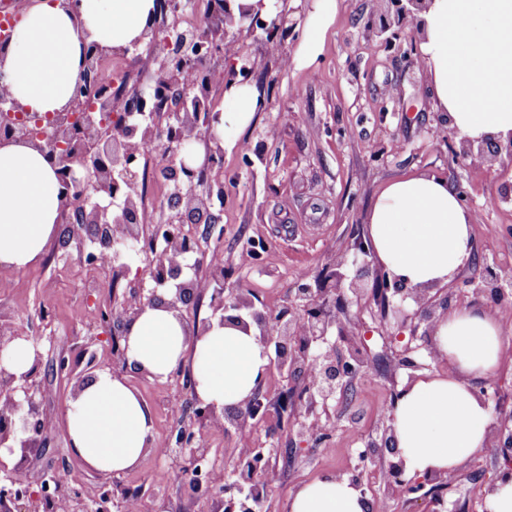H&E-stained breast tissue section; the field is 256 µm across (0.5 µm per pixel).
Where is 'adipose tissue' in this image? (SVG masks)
<instances>
[{"instance_id": "adipose-tissue-1", "label": "adipose tissue", "mask_w": 512, "mask_h": 512, "mask_svg": "<svg viewBox=\"0 0 512 512\" xmlns=\"http://www.w3.org/2000/svg\"><path fill=\"white\" fill-rule=\"evenodd\" d=\"M153 10L154 0H81L75 13L62 0H29L13 43L0 52V87L26 111L64 110L85 46L129 45L150 24ZM335 13L336 0H313L296 64L315 63ZM424 20L421 58L438 111L449 113L458 137H511L512 0H431ZM260 99L254 85L229 86L217 137L233 140L254 119ZM60 205L45 156L26 144L0 145L1 271L39 262L59 233ZM473 221L448 181L425 173L392 180L368 215L376 258L412 287H443L454 278L472 257ZM434 341L443 370L412 382L392 410L396 446L411 476L454 471L485 448L492 414L471 382L492 374L504 355L500 317L467 306L448 311ZM123 345L125 372H98L65 411L72 453L97 472L140 467L156 448L152 411L129 385V374L162 382L178 365H192L198 397L221 408L250 395L268 365L256 328L216 325L196 337L161 305L131 323ZM368 510L360 491L332 474L301 483L288 501V512Z\"/></svg>"}]
</instances>
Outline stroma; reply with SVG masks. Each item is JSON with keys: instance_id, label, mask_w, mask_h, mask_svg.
<instances>
[{"instance_id": "35a3bbf8", "label": "stroma", "mask_w": 512, "mask_h": 512, "mask_svg": "<svg viewBox=\"0 0 512 512\" xmlns=\"http://www.w3.org/2000/svg\"><path fill=\"white\" fill-rule=\"evenodd\" d=\"M386 10L385 0H337L336 15L325 34L324 48L314 68L288 64L305 36L283 45L241 39L256 57L252 79L268 103L242 130L238 143L224 150V196L215 203L220 227L188 225L206 254L223 259L226 291L248 295L255 306L279 311L294 295V271L305 269L313 286H321L338 249L367 239L368 213L381 188L398 177L428 173L462 185L471 198L474 215L473 258L462 270L464 280H481L488 258L512 270V202L499 193L512 184V167L461 164L452 149L459 140L450 133L432 138L438 110L423 64H410L367 38V24ZM165 143L150 148L137 168V182L146 208L145 220L157 224L169 214L170 184L165 183ZM151 287L143 261L129 263L126 275L104 281L97 270L77 256L64 257L47 248L37 264L0 272V315L18 329L33 326L40 340L41 376L49 388L44 404L51 431L45 452L30 455L20 477L39 490L46 465H69L75 482L85 490L98 489L108 477L85 468L68 446L64 409L74 396L76 380L53 376L51 359L65 352L81 360L94 353L102 365L112 361V343L99 327V306L123 299L136 285ZM366 310L351 342L378 353L370 370L356 379L346 397L331 410L332 438L297 437L293 414L300 411L299 391L278 372H270L260 392L266 417L256 425L221 420L202 430V441L214 471L231 470L241 448L253 445L281 452L278 478L268 484L261 512H288L291 491L303 481L323 474L342 478L361 472L366 497L384 503L387 512H428L427 501H413L402 490H387L383 464L361 463L359 454L376 437L393 402L396 385L406 374H392L382 353L390 337L408 336V329L383 324L386 302L374 280L363 283ZM506 349L500 366L475 382L491 411H512V323L505 325ZM131 386L150 406L156 444L190 421V396L182 395L178 377L158 382L137 375ZM181 394L184 408L175 413L166 398ZM187 452L164 458L148 456L137 469L120 476L119 489L139 497L140 512H211L206 498L194 499L183 467ZM503 457L489 451L475 455L450 472L442 486L446 512H480L482 492L504 467Z\"/></svg>"}]
</instances>
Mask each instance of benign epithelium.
I'll return each instance as SVG.
<instances>
[{"label":"benign epithelium","mask_w":512,"mask_h":512,"mask_svg":"<svg viewBox=\"0 0 512 512\" xmlns=\"http://www.w3.org/2000/svg\"><path fill=\"white\" fill-rule=\"evenodd\" d=\"M387 11L368 27L369 34L379 38V43L403 57L418 56L415 35L421 31V14L429 0H386ZM207 11L210 16L201 39L190 45L175 47L170 37H159L157 22L130 45L117 50L126 55L132 50L144 49L152 58L155 69L146 88L126 100L121 112L114 111V97L101 90L98 76L100 61L107 53L96 45L85 52L77 81L75 95L68 109L56 114L39 115L22 110L9 93H0V142L31 144L39 149L56 167L60 185V223L63 229L57 238L58 248L69 256L73 253L88 263L96 253L112 254V275H124L129 266L126 260L145 255L153 287L133 288L128 296L109 308L105 327L116 340L126 335L132 319L147 307L165 304L170 310L185 317L188 301L199 288V282L186 275L185 270L204 264V256L197 242L183 231V224L199 218L207 224H216L219 217L213 213V197L224 189L222 158L224 148L216 138L221 112L211 97L212 86L224 81V87L245 83L256 68V60L249 54L236 52L229 70L232 78L209 70L202 74L201 88L196 89L182 82L187 69H196L207 58L229 50V38L246 34L255 36L264 31L294 34L297 21L295 9H283L275 17L247 4H234V0H211ZM169 132L170 151L168 170L172 176L169 197L170 214L165 224L176 230H164L157 224H141L140 196L133 169L138 158L135 145L156 138L158 131ZM114 141L110 151L102 144ZM206 145L205 161L200 167L188 163L189 148L194 143ZM455 157L461 161L478 160L482 163L512 164V137L507 141L485 140L478 143L463 138ZM205 171L218 176L209 180L208 190L198 192ZM329 276L337 288L347 287L352 303L362 309V283L373 276L382 281L385 290L392 291L387 302L391 317L402 327L410 328L411 337L431 338L440 319L451 308L452 294L444 288H408L390 275L380 264L369 243L358 240L336 253ZM210 281L216 284L210 296L212 311L210 322L202 329L236 322L247 329L255 326L264 348L275 346V356L269 365L286 372L288 380L301 382L304 375L295 367L315 365L322 377L317 384L303 385L301 394L304 412L296 421V436L318 430L322 419L330 418L331 403L337 391L351 382L362 368L372 363L370 355L351 350L346 355H336V342L331 330L342 327L344 322L361 321L360 314L340 318L331 313L327 298L315 295L306 283L297 288L291 306L277 314L260 310L252 300L242 294H224L223 269L212 266ZM16 339H31L10 325L0 327V447L22 450L18 461L0 456V512H28L25 502L31 499L29 486L18 477L27 460V452L46 449L48 444L47 420L41 418L40 401L46 386L41 379V354H36L33 366L16 375L6 367L5 353ZM420 347L405 345L394 352L392 371L401 370L408 381L419 373L431 369V362L438 360L435 347H430L428 357L418 354ZM174 374L183 376L182 388L192 396L195 421L214 423L219 419L217 407L206 404L196 393L197 381L190 372L178 368ZM237 420L262 421L263 411L260 388L236 407ZM394 417H386L380 435L366 444L362 457L383 456L388 450L385 476L388 484L406 487L416 493L426 482H443L445 473H430L422 477L405 479V461L396 448ZM176 446L190 450L193 472H198L205 462L208 449L200 447L194 425L183 426L176 435ZM488 447L507 459L512 458V414L500 416L493 422ZM65 466L45 469L41 474V488L37 499L42 501L45 512H127L125 498H118L103 485L94 497L86 495L68 478L61 477ZM272 470L271 459L255 448L244 449L235 472L253 483V495L259 494L263 476ZM209 490L218 508L235 512L234 501H224L223 482H209Z\"/></svg>","instance_id":"1"}]
</instances>
